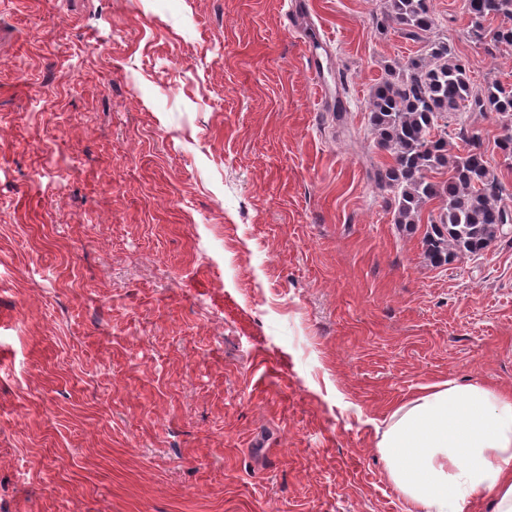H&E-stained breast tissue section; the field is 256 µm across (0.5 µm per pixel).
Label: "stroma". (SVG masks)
<instances>
[{"label": "stroma", "instance_id": "35a3bbf8", "mask_svg": "<svg viewBox=\"0 0 512 512\" xmlns=\"http://www.w3.org/2000/svg\"><path fill=\"white\" fill-rule=\"evenodd\" d=\"M384 10L0 0V512H412L392 410L512 392V232L433 268L373 182L370 89L424 51Z\"/></svg>", "mask_w": 512, "mask_h": 512}]
</instances>
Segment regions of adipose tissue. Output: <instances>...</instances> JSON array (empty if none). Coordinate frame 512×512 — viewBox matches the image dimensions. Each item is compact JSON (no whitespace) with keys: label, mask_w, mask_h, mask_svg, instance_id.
Returning a JSON list of instances; mask_svg holds the SVG:
<instances>
[{"label":"adipose tissue","mask_w":512,"mask_h":512,"mask_svg":"<svg viewBox=\"0 0 512 512\" xmlns=\"http://www.w3.org/2000/svg\"><path fill=\"white\" fill-rule=\"evenodd\" d=\"M415 512H467L487 496L512 512V396L451 381L397 407L377 444Z\"/></svg>","instance_id":"adipose-tissue-1"}]
</instances>
